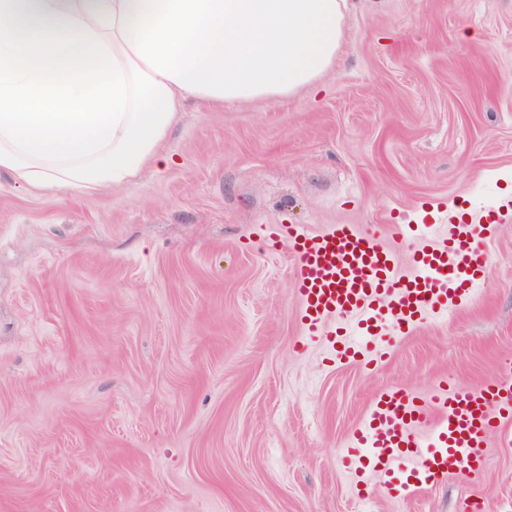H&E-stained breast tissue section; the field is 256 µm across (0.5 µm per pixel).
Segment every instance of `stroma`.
I'll use <instances>...</instances> for the list:
<instances>
[{
    "label": "stroma",
    "instance_id": "stroma-1",
    "mask_svg": "<svg viewBox=\"0 0 512 512\" xmlns=\"http://www.w3.org/2000/svg\"><path fill=\"white\" fill-rule=\"evenodd\" d=\"M119 188L0 172V512H361L338 462L391 386L512 360V0H352L316 86L187 101ZM493 217L482 292L364 369L301 333L267 226ZM512 512V446L373 512Z\"/></svg>",
    "mask_w": 512,
    "mask_h": 512
}]
</instances>
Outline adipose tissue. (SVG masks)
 <instances>
[{"label": "adipose tissue", "mask_w": 512, "mask_h": 512, "mask_svg": "<svg viewBox=\"0 0 512 512\" xmlns=\"http://www.w3.org/2000/svg\"><path fill=\"white\" fill-rule=\"evenodd\" d=\"M348 0H0V171L112 188L186 99L277 101L336 61Z\"/></svg>", "instance_id": "1"}]
</instances>
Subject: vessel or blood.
Wrapping results in <instances>:
<instances>
[{
    "mask_svg": "<svg viewBox=\"0 0 512 512\" xmlns=\"http://www.w3.org/2000/svg\"><path fill=\"white\" fill-rule=\"evenodd\" d=\"M494 221L459 218L412 248L408 270L376 233L347 224L311 234L283 224L266 247L287 239L295 260L292 288L304 331L326 337L337 360L371 364L385 356L388 332L407 333L426 316L450 317L484 284L486 242ZM512 414V362L482 387L434 384L426 396L391 387L370 404L340 452L348 472H374L409 498L451 477L474 474L489 436Z\"/></svg>",
    "mask_w": 512,
    "mask_h": 512,
    "instance_id": "b4317fda",
    "label": "vessel or blood"
}]
</instances>
